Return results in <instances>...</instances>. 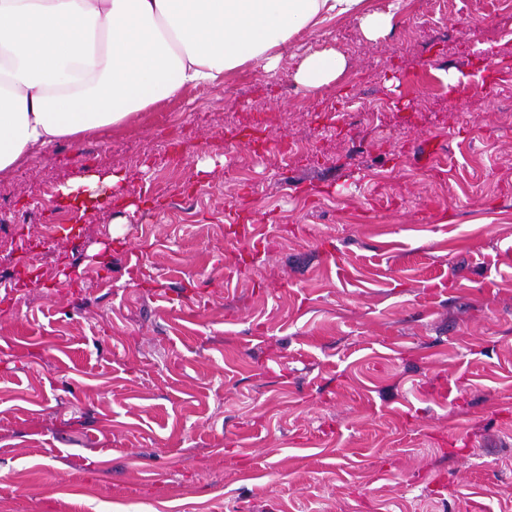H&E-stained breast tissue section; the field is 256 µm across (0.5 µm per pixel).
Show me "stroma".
I'll return each instance as SVG.
<instances>
[{"instance_id": "obj_1", "label": "stroma", "mask_w": 512, "mask_h": 512, "mask_svg": "<svg viewBox=\"0 0 512 512\" xmlns=\"http://www.w3.org/2000/svg\"><path fill=\"white\" fill-rule=\"evenodd\" d=\"M429 7L0 178V512H512V7ZM346 66V57L334 48L312 50L299 59L293 79L301 90L313 92L336 81ZM124 177L119 173H111L101 178L98 174L76 177L58 188L59 197L68 203L73 200L78 202L85 193H91L92 197L99 194L100 184L104 187L116 186Z\"/></svg>"}]
</instances>
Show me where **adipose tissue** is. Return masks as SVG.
<instances>
[{"label": "adipose tissue", "mask_w": 512, "mask_h": 512, "mask_svg": "<svg viewBox=\"0 0 512 512\" xmlns=\"http://www.w3.org/2000/svg\"><path fill=\"white\" fill-rule=\"evenodd\" d=\"M400 9L370 0H0V177L57 141L118 129L188 89L250 67L276 72L303 34L356 18L367 39ZM333 48L305 53L293 73L313 92L344 72Z\"/></svg>", "instance_id": "ef3b65f1"}]
</instances>
